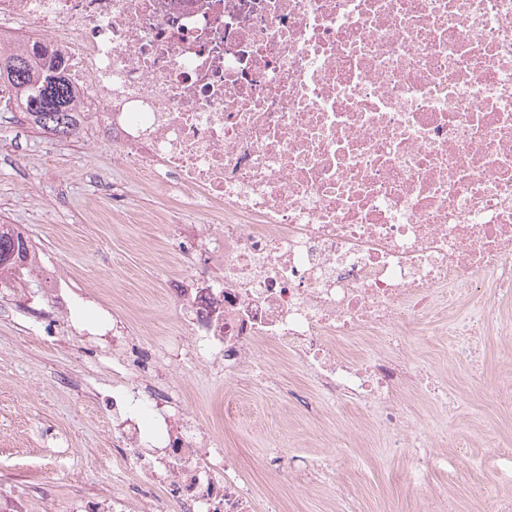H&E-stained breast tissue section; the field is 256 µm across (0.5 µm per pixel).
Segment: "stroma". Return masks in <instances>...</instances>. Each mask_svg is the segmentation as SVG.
Returning <instances> with one entry per match:
<instances>
[{
  "label": "stroma",
  "instance_id": "obj_1",
  "mask_svg": "<svg viewBox=\"0 0 512 512\" xmlns=\"http://www.w3.org/2000/svg\"><path fill=\"white\" fill-rule=\"evenodd\" d=\"M9 96L0 82V224L20 225L42 260L64 270L70 292L81 298L75 318L89 333L71 330L33 284L0 291V512L21 504L29 512H67L75 499L92 508L110 502L116 489L109 474L94 470L95 457L130 445L112 429L118 356L93 331L110 312L125 319L133 342L160 346L176 319L164 288L190 267L172 251L165 227H204L211 217L178 214L160 189L115 166V148L103 139L47 137L7 107ZM104 184L109 194L101 193ZM102 212L115 214L116 222H99ZM446 319L437 315L410 342L430 376L448 384L453 402L446 433H432L431 443L457 476L437 474L427 486L408 481V458L393 452L390 437L357 409L312 418L266 383L242 392L223 369L183 360H164L145 379L181 390L185 418L203 429L201 445L216 439L238 449L259 490L279 486L281 470L326 456L336 441L347 458L365 457L393 474L365 482L347 471L323 484L297 473L301 492L288 498V512H431L443 496L470 512H501L512 503V474L485 459L478 416L490 388L512 382V335L482 328L476 341L486 385L478 388L451 355L452 339L442 333ZM281 435L287 443L278 449ZM274 455L281 467L267 469Z\"/></svg>",
  "mask_w": 512,
  "mask_h": 512
}]
</instances>
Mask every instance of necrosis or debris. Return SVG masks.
<instances>
[{
    "label": "necrosis or debris",
    "instance_id": "4bbe7bcc",
    "mask_svg": "<svg viewBox=\"0 0 512 512\" xmlns=\"http://www.w3.org/2000/svg\"><path fill=\"white\" fill-rule=\"evenodd\" d=\"M67 64L115 161L217 232L176 237L185 354L272 379L260 348L323 404L373 412L427 484L442 458L401 401L409 341L438 303L456 361L476 356L467 289L512 293V0H0ZM131 451L176 512H284L227 448L173 431V389L117 383Z\"/></svg>",
    "mask_w": 512,
    "mask_h": 512
}]
</instances>
